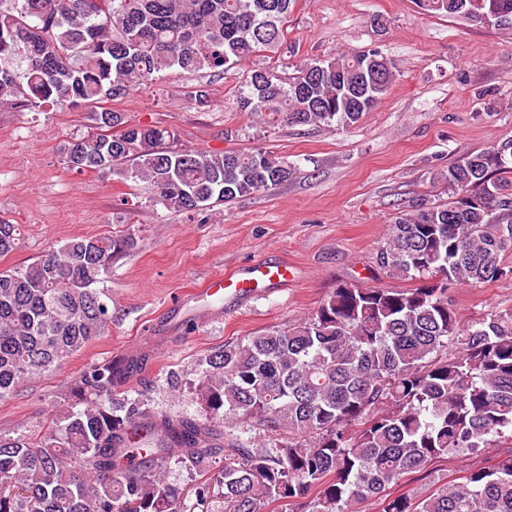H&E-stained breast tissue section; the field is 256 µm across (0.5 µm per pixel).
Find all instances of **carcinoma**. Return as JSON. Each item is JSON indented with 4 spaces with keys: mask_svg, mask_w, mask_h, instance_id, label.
<instances>
[{
    "mask_svg": "<svg viewBox=\"0 0 512 512\" xmlns=\"http://www.w3.org/2000/svg\"><path fill=\"white\" fill-rule=\"evenodd\" d=\"M294 0H0V106L93 109L95 125L62 149L71 171L142 184L172 213L270 192L295 170L262 149L173 148L167 128L133 124L96 106L177 67L228 68L272 52ZM469 20L512 13V0H419ZM380 51L247 74L240 111L291 126L348 127L376 109L396 80ZM508 144L469 154L440 173L448 202L420 199L388 225L375 254L388 284L342 282L298 324L254 332L213 350L196 395L204 421L145 420L142 400L117 397L145 359L93 363L76 376L35 435H0V512H184L165 464L200 471L224 454L215 495L224 512H512V454L414 505L387 489L436 459L512 445V311L466 326L448 295L512 272ZM20 227L0 220V256ZM136 246L131 234L72 239L0 271V400L103 335L108 297L94 288ZM256 420L288 437L224 447L226 421Z\"/></svg>",
    "mask_w": 512,
    "mask_h": 512,
    "instance_id": "cac0c4a2",
    "label": "carcinoma"
}]
</instances>
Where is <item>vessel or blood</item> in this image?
<instances>
[{
  "label": "vessel or blood",
  "mask_w": 512,
  "mask_h": 512,
  "mask_svg": "<svg viewBox=\"0 0 512 512\" xmlns=\"http://www.w3.org/2000/svg\"><path fill=\"white\" fill-rule=\"evenodd\" d=\"M293 277L288 265L265 260L253 261L247 267L210 279L198 291L199 298L230 296L245 299L257 289L287 284Z\"/></svg>",
  "instance_id": "obj_1"
}]
</instances>
